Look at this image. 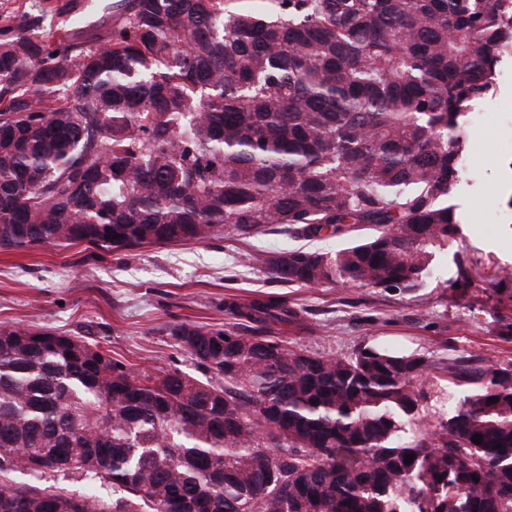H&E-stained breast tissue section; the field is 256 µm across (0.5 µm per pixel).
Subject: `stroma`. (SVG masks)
Masks as SVG:
<instances>
[{
  "label": "stroma",
  "instance_id": "obj_1",
  "mask_svg": "<svg viewBox=\"0 0 512 512\" xmlns=\"http://www.w3.org/2000/svg\"><path fill=\"white\" fill-rule=\"evenodd\" d=\"M469 120L466 163L449 198L461 215L456 243L437 254L435 273L420 288L285 286L253 262L261 252L301 243L269 232L249 239L219 233L206 242L103 252L81 244L0 250V325L83 336L135 372L201 371L166 329L189 320L227 322L224 302L277 296L295 307L301 327L275 325L290 345L331 357L351 355L373 340L435 361L434 385L446 387L460 367L512 361V63L504 62L495 92ZM333 250L341 242L311 240ZM472 278L455 287L457 258Z\"/></svg>",
  "mask_w": 512,
  "mask_h": 512
}]
</instances>
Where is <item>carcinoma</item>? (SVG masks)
I'll return each mask as SVG.
<instances>
[{
  "instance_id": "obj_1",
  "label": "carcinoma",
  "mask_w": 512,
  "mask_h": 512,
  "mask_svg": "<svg viewBox=\"0 0 512 512\" xmlns=\"http://www.w3.org/2000/svg\"><path fill=\"white\" fill-rule=\"evenodd\" d=\"M495 2L112 0L98 43L87 2L56 42L50 0L3 15L0 249L364 224L258 261L288 285L419 288L460 236L465 118L512 56ZM224 310L253 333L169 327L201 378L0 325V512H512V362L440 396L423 354L317 356L265 335L299 325L278 297Z\"/></svg>"
}]
</instances>
